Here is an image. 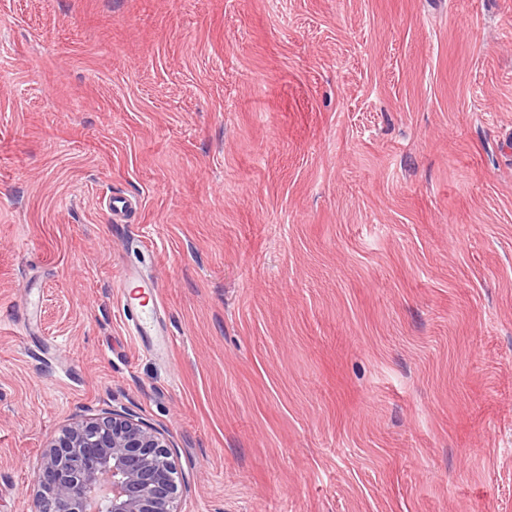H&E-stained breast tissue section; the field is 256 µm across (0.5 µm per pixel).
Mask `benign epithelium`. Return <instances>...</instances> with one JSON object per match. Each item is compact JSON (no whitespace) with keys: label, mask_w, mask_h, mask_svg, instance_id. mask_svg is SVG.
I'll list each match as a JSON object with an SVG mask.
<instances>
[{"label":"benign epithelium","mask_w":512,"mask_h":512,"mask_svg":"<svg viewBox=\"0 0 512 512\" xmlns=\"http://www.w3.org/2000/svg\"><path fill=\"white\" fill-rule=\"evenodd\" d=\"M35 482L31 512H177L168 445L116 413L63 431L44 452Z\"/></svg>","instance_id":"obj_1"}]
</instances>
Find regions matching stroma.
Here are the masks:
<instances>
[{"label":"stroma","instance_id":"obj_1","mask_svg":"<svg viewBox=\"0 0 512 512\" xmlns=\"http://www.w3.org/2000/svg\"><path fill=\"white\" fill-rule=\"evenodd\" d=\"M112 410L178 512H512V0H0V512ZM155 304L153 310H139L131 304L124 305V315L127 321L134 329V336H140L141 339L147 336H164L155 320Z\"/></svg>","mask_w":512,"mask_h":512}]
</instances>
